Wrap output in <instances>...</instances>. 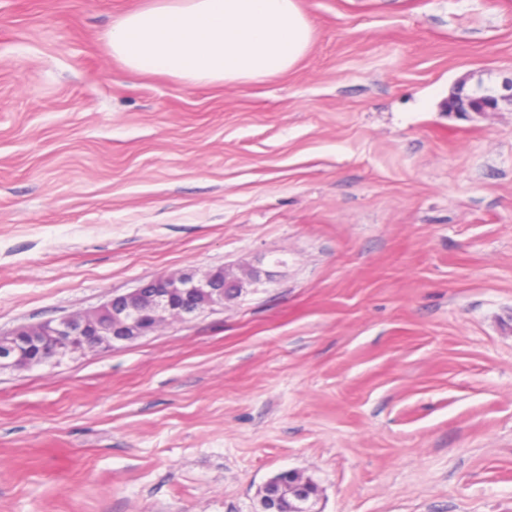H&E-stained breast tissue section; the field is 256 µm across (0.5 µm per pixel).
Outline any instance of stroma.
I'll return each mask as SVG.
<instances>
[{
    "label": "stroma",
    "mask_w": 512,
    "mask_h": 512,
    "mask_svg": "<svg viewBox=\"0 0 512 512\" xmlns=\"http://www.w3.org/2000/svg\"><path fill=\"white\" fill-rule=\"evenodd\" d=\"M147 2L0 0V332L260 279L0 369V512H512V0H298L293 70L196 85L113 58ZM497 104L498 100L494 96H463L461 90L448 102L449 108L455 112H486L489 109H495ZM254 271L238 276L227 269L201 277L163 273L124 294L112 295L98 308L59 319L17 326L0 334V369L53 366L74 353L96 351L157 332L202 310L223 305L257 278ZM282 474L281 489L288 491V509L281 498L282 490L275 491L271 488V491L266 493L267 507L264 512H300V504L312 494L309 491L308 478L296 471H285Z\"/></svg>",
    "instance_id": "obj_1"
}]
</instances>
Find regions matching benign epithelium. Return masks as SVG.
Masks as SVG:
<instances>
[{
    "instance_id": "1",
    "label": "benign epithelium",
    "mask_w": 512,
    "mask_h": 512,
    "mask_svg": "<svg viewBox=\"0 0 512 512\" xmlns=\"http://www.w3.org/2000/svg\"><path fill=\"white\" fill-rule=\"evenodd\" d=\"M496 97L464 95L449 100L455 112H485L497 107ZM257 278L254 271L238 276L227 269L212 270L201 277L188 273H163L124 294L113 295L98 308L59 319L21 325L0 336V369L53 366L74 353L134 340L157 332L172 321L186 320L202 310L224 304L231 294L243 291ZM311 495L309 479L285 471L281 490L266 493L264 512H299Z\"/></svg>"
}]
</instances>
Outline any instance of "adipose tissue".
<instances>
[{"instance_id":"1","label":"adipose tissue","mask_w":512,"mask_h":512,"mask_svg":"<svg viewBox=\"0 0 512 512\" xmlns=\"http://www.w3.org/2000/svg\"><path fill=\"white\" fill-rule=\"evenodd\" d=\"M312 37L297 0H151L113 22L107 42L132 72L243 84L295 67Z\"/></svg>"}]
</instances>
